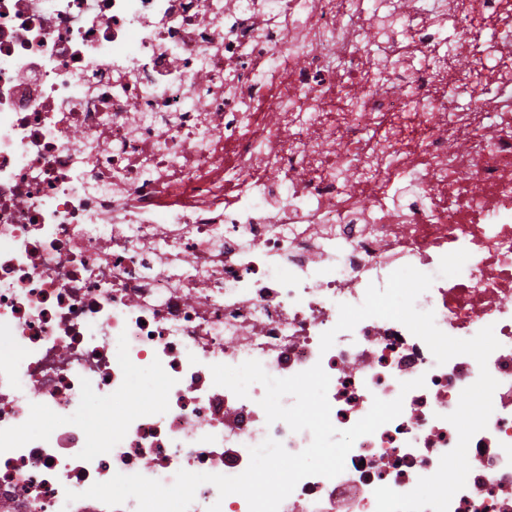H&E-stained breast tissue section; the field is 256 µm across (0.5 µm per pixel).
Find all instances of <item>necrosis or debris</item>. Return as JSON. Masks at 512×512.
Masks as SVG:
<instances>
[{
	"instance_id": "obj_1",
	"label": "necrosis or debris",
	"mask_w": 512,
	"mask_h": 512,
	"mask_svg": "<svg viewBox=\"0 0 512 512\" xmlns=\"http://www.w3.org/2000/svg\"><path fill=\"white\" fill-rule=\"evenodd\" d=\"M406 265L434 275L416 306L440 330L500 343L449 512H512V0H0V512H112L84 492L118 473L302 451L262 385H214L211 365L251 359L322 365L340 430L404 399L279 512L411 491L456 446L445 416L477 362L437 364L382 318L320 348L339 304ZM138 372L160 405L80 424Z\"/></svg>"
}]
</instances>
